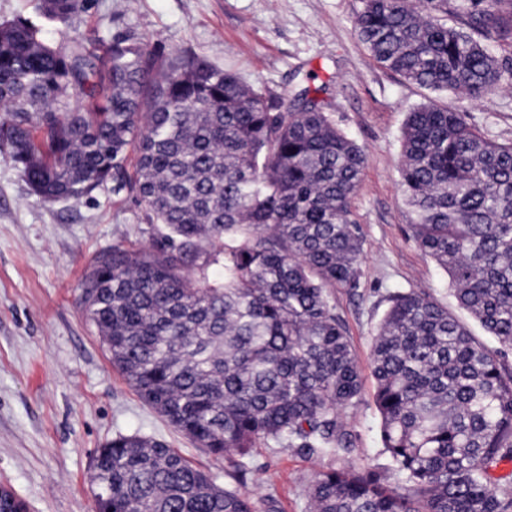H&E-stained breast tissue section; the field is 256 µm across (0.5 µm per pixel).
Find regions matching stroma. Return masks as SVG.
Here are the masks:
<instances>
[{
	"label": "stroma",
	"mask_w": 512,
	"mask_h": 512,
	"mask_svg": "<svg viewBox=\"0 0 512 512\" xmlns=\"http://www.w3.org/2000/svg\"><path fill=\"white\" fill-rule=\"evenodd\" d=\"M363 0H88L68 26H47L65 45L89 35L147 41L157 53H186L238 73L275 99L321 88L331 118L366 153L352 218L363 242L356 288L332 303L362 372L358 401L342 413L353 435L346 456L310 457L294 448L254 449L240 478L145 405L113 368L80 295L93 258L153 234L143 204L103 187L91 197L41 203L0 160V486L28 512H93L90 475L116 432L153 437L180 451L219 483L248 494L257 512H311L309 487L323 470H380V416L370 353L397 290L431 292L474 336L481 325L459 310L447 274L417 247L401 189V135L408 112L432 103L465 113L497 143L512 142V84L481 100L437 93L381 67L360 42Z\"/></svg>",
	"instance_id": "1"
}]
</instances>
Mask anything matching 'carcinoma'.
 Segmentation results:
<instances>
[{"instance_id": "1", "label": "carcinoma", "mask_w": 512, "mask_h": 512, "mask_svg": "<svg viewBox=\"0 0 512 512\" xmlns=\"http://www.w3.org/2000/svg\"><path fill=\"white\" fill-rule=\"evenodd\" d=\"M86 0H41L68 24ZM455 23H448V18ZM359 38L384 68L482 99L512 81V0H364ZM61 47L0 22V158L43 203L107 183L149 211L147 246L114 245L82 285L87 319L139 398L235 471L255 448L343 456L362 380L332 290L353 286L351 199L366 160L324 101L274 105L231 70L141 39ZM401 187L419 249L460 308L512 348V143L462 112L408 113ZM385 470L319 473L312 512H512V367L426 290L397 291L372 350ZM96 512H255L166 442L119 433L97 451ZM24 505L0 487V512Z\"/></svg>"}]
</instances>
